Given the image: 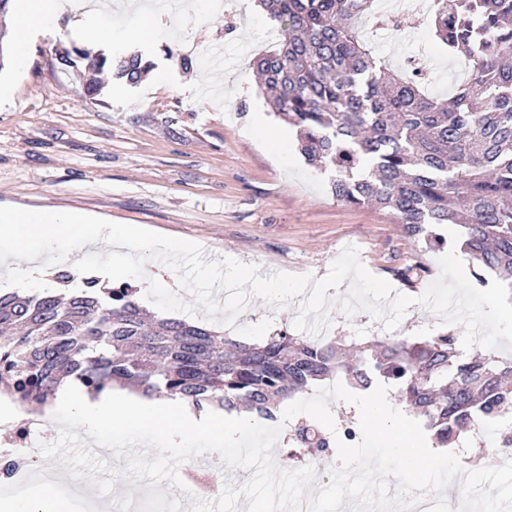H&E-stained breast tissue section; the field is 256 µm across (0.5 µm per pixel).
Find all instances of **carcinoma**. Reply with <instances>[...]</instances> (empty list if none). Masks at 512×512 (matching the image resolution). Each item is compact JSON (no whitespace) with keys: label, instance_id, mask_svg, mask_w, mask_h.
Returning a JSON list of instances; mask_svg holds the SVG:
<instances>
[{"label":"carcinoma","instance_id":"obj_1","mask_svg":"<svg viewBox=\"0 0 512 512\" xmlns=\"http://www.w3.org/2000/svg\"><path fill=\"white\" fill-rule=\"evenodd\" d=\"M281 25L276 49L255 68L274 106L299 131L315 170L336 172V201L389 209L410 237L437 245L434 228L458 224L480 271L512 289V0H454L431 17L435 37L472 61L450 99L391 74L362 39L375 0H259ZM86 62L83 92L100 95L98 74L128 84L148 64L71 47L65 67ZM139 289L95 276L60 294L0 295V390L21 407L46 404L63 380L99 395L126 384L148 397H178L198 410H244L260 419L309 385L334 377L356 389L397 388L440 448L512 415V360L465 357L450 335L373 336L353 350L279 332L252 344L169 317L148 318Z\"/></svg>","mask_w":512,"mask_h":512}]
</instances>
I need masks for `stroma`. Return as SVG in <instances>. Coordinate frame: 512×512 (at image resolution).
Instances as JSON below:
<instances>
[{
	"instance_id": "1",
	"label": "stroma",
	"mask_w": 512,
	"mask_h": 512,
	"mask_svg": "<svg viewBox=\"0 0 512 512\" xmlns=\"http://www.w3.org/2000/svg\"><path fill=\"white\" fill-rule=\"evenodd\" d=\"M153 0H109L103 26L111 30L113 57L135 53L149 61L142 81L113 80L97 98L86 97L78 69L62 71L56 46L82 42L68 17L29 46L20 67H0L11 94L0 103V212L50 208L84 213L105 224H138L192 241L205 261L230 257L274 272L315 277L327 274L348 245L357 246L373 275L398 292L422 294L439 275L443 251L409 237L389 211L336 201L333 171H314L297 148L295 129L275 113L261 89L253 59L266 52L268 32L280 31L257 0H222L215 13L208 0L195 8H153ZM154 15L155 35L129 41L141 17ZM403 30L368 26L376 57L399 69V56L420 57L432 76L428 92L446 97L452 59L434 40L423 0H404ZM187 33L197 51L191 67L180 64L179 35ZM283 134L282 153L272 154L252 135L257 117ZM421 263L422 273L405 281L400 269ZM112 248L78 252L63 247L46 257L48 268L76 266L104 276ZM335 341L359 344L382 335L368 314L345 318L331 309ZM119 477L112 494L74 490L57 460L32 454L31 484L0 483V501H24L36 493L42 470H50L55 493L72 512H133L146 481L122 476L126 461L109 457Z\"/></svg>"
}]
</instances>
